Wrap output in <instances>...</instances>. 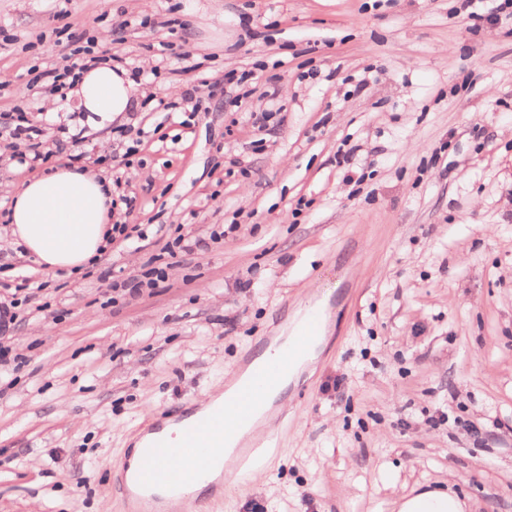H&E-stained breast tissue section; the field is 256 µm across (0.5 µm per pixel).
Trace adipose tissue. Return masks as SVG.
<instances>
[{
    "instance_id": "1",
    "label": "adipose tissue",
    "mask_w": 512,
    "mask_h": 512,
    "mask_svg": "<svg viewBox=\"0 0 512 512\" xmlns=\"http://www.w3.org/2000/svg\"><path fill=\"white\" fill-rule=\"evenodd\" d=\"M84 111L111 117L130 111L137 90L124 70L92 65L75 91ZM111 185L77 167L25 179L10 213L17 245L44 270H70L96 257L112 222ZM398 512H465L453 493L431 489L404 497Z\"/></svg>"
}]
</instances>
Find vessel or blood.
I'll return each mask as SVG.
<instances>
[{
    "label": "vessel or blood",
    "mask_w": 512,
    "mask_h": 512,
    "mask_svg": "<svg viewBox=\"0 0 512 512\" xmlns=\"http://www.w3.org/2000/svg\"><path fill=\"white\" fill-rule=\"evenodd\" d=\"M321 317L304 318L288 347L272 358L254 364L236 390L206 413L171 415L181 428L179 440L154 429L146 440L137 465H123L120 490L142 505L143 512H176L189 479L218 474L226 483H245L263 452L274 447L273 437L259 434L242 442L240 433L262 414L279 379L303 358L318 337Z\"/></svg>",
    "instance_id": "1"
}]
</instances>
